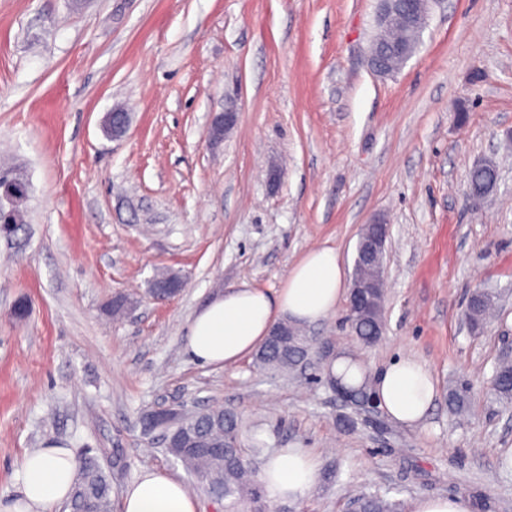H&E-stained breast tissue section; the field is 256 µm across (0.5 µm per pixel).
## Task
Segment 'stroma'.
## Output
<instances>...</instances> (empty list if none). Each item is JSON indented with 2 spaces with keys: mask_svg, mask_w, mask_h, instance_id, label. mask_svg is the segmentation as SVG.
<instances>
[{
  "mask_svg": "<svg viewBox=\"0 0 512 512\" xmlns=\"http://www.w3.org/2000/svg\"><path fill=\"white\" fill-rule=\"evenodd\" d=\"M379 0H0V171L28 185L24 221L0 235V501L25 453L91 450L113 469V512L144 470L188 475L140 419L158 408H236L241 443L319 462L300 500L270 512H348L383 494L413 512L463 496L512 512V400L495 365L512 349V0H444L398 72L368 47ZM125 135L103 131L113 107ZM233 109L223 139L213 115ZM496 191L466 197L477 163ZM386 223L385 334L363 346L340 299L304 325L300 367L253 357L200 363L196 312L224 288H281L311 249L352 274L363 225ZM182 290L152 300L162 272ZM489 290L495 320L466 307ZM130 306L111 313L114 299ZM25 302L27 315L14 307ZM375 377L401 356L437 387L411 428L347 405L326 366ZM471 388L467 415L448 389ZM491 308V293L485 290L475 291L467 306V317L474 330L482 328Z\"/></svg>",
  "mask_w": 512,
  "mask_h": 512,
  "instance_id": "1",
  "label": "stroma"
}]
</instances>
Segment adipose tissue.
<instances>
[{"instance_id": "ef3b65f1", "label": "adipose tissue", "mask_w": 512, "mask_h": 512, "mask_svg": "<svg viewBox=\"0 0 512 512\" xmlns=\"http://www.w3.org/2000/svg\"><path fill=\"white\" fill-rule=\"evenodd\" d=\"M345 274L334 248L310 250L290 270L283 286L271 292L247 284L225 288L192 319L190 354L206 365H230L261 347L277 321L314 323L332 313L344 293ZM435 380L414 358H399L382 372L374 398L394 420L413 426L431 408ZM318 464L304 449L275 455L259 480L269 502L301 499L316 478ZM17 476L20 496L4 512H53L65 502L78 479L71 449L54 446L27 453ZM123 512H197L185 485L159 471H146L122 495Z\"/></svg>"}]
</instances>
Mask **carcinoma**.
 I'll use <instances>...</instances> for the list:
<instances>
[{
    "label": "carcinoma",
    "mask_w": 512,
    "mask_h": 512,
    "mask_svg": "<svg viewBox=\"0 0 512 512\" xmlns=\"http://www.w3.org/2000/svg\"><path fill=\"white\" fill-rule=\"evenodd\" d=\"M378 32L385 40L374 44L375 53L391 50V46L402 43L415 51L422 29L408 27L398 16L387 25H378ZM499 174L494 162L484 161L470 169L467 188L482 195L497 187ZM385 289H379V296L371 310L363 317L352 319L351 329L359 340L370 345L378 340L375 336L383 323ZM491 308V293L475 291L467 306V317L475 330L482 328ZM299 355H285L278 350L262 349L256 357L261 369L286 371L295 366ZM493 387L504 398H512V364L504 361L497 364L493 374ZM448 403L458 412L465 411L470 404V391L460 385L449 390ZM182 431L193 440V444L179 450V461L195 480L196 488L203 501H211L218 512H267L257 470L251 467L250 459L228 461L215 451L224 443V430L231 429L239 434L238 414L231 406H212L200 411H183ZM79 479L72 488L65 503L68 512H112L113 488L110 478L96 457L85 456L80 460ZM356 503L362 512H401L400 503L380 494L363 495Z\"/></svg>",
    "instance_id": "cac0c4a2"
}]
</instances>
